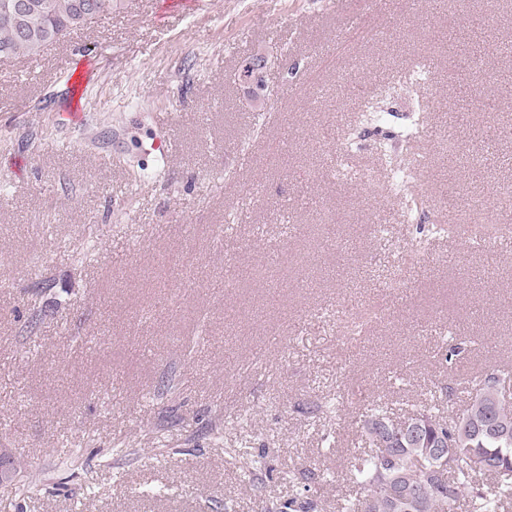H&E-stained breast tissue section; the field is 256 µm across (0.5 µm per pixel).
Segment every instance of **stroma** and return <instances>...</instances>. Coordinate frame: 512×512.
Segmentation results:
<instances>
[{
    "label": "stroma",
    "instance_id": "obj_1",
    "mask_svg": "<svg viewBox=\"0 0 512 512\" xmlns=\"http://www.w3.org/2000/svg\"><path fill=\"white\" fill-rule=\"evenodd\" d=\"M163 3L124 0L0 78V459L33 473L0 512H266L309 461L330 501L372 404L408 412L450 384L457 410L461 375L512 371V239L467 230L500 219L473 190L512 185V54L493 51L512 0ZM259 53L254 102L237 75ZM76 54L95 65L79 106L62 74ZM461 58L485 78L449 81ZM418 61L428 87L355 123L363 90ZM420 110L423 205L397 224L377 150ZM161 135L164 160L144 152ZM450 220L459 233L431 236ZM454 333L468 352L450 367ZM332 397L334 418L309 419ZM236 442L264 455L261 490L226 463Z\"/></svg>",
    "mask_w": 512,
    "mask_h": 512
}]
</instances>
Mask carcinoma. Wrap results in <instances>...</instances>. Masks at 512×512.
Masks as SVG:
<instances>
[{
    "instance_id": "carcinoma-1",
    "label": "carcinoma",
    "mask_w": 512,
    "mask_h": 512,
    "mask_svg": "<svg viewBox=\"0 0 512 512\" xmlns=\"http://www.w3.org/2000/svg\"><path fill=\"white\" fill-rule=\"evenodd\" d=\"M121 0H0V58L39 56L44 48L112 14ZM512 374L488 375L466 407L437 417L419 410L395 421L372 405L360 420L366 449L353 452L350 493L335 512H512V405L501 396ZM447 468L431 470L441 453ZM243 480L261 484L257 462L240 466ZM325 472L311 465L288 471V499L268 512H322L317 486Z\"/></svg>"
}]
</instances>
